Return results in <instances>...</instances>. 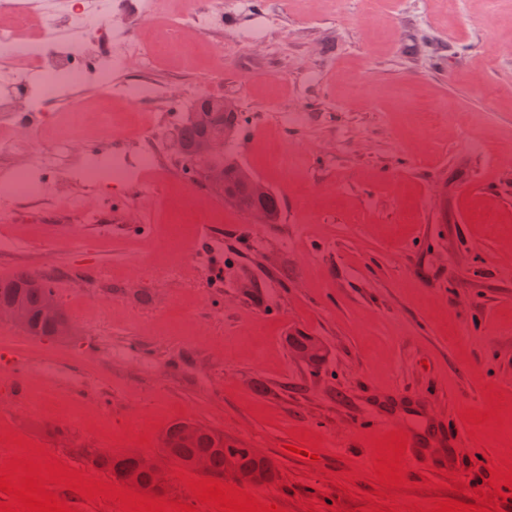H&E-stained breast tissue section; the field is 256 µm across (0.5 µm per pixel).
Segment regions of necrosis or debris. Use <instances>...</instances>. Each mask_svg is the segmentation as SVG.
<instances>
[{
  "mask_svg": "<svg viewBox=\"0 0 512 512\" xmlns=\"http://www.w3.org/2000/svg\"><path fill=\"white\" fill-rule=\"evenodd\" d=\"M246 0H188L177 18L180 30L203 32L214 26L228 10L246 8ZM159 14V0H0V131L13 135L17 144L27 141L33 125L44 123L45 113L33 101L31 75L44 81L46 94L70 97L73 91L93 79L110 80L100 99L98 130L112 144L111 164L89 157L77 144L76 135L84 127L87 114L81 106L69 112V126L52 139L38 155L41 168L54 174L51 187L29 177L26 170L13 167L8 145L0 142V166L7 174L0 179V196L33 199L45 193L68 200L73 186L98 190L104 182L142 186V173L164 174L162 144L155 124L142 126L140 152L127 163L120 148V130L129 115L111 112L113 99H160L177 97L178 91L146 81L131 86L117 75L131 66L143 72L155 69L160 57L175 49L172 36L149 42L139 27L153 23Z\"/></svg>",
  "mask_w": 512,
  "mask_h": 512,
  "instance_id": "obj_1",
  "label": "necrosis or debris"
}]
</instances>
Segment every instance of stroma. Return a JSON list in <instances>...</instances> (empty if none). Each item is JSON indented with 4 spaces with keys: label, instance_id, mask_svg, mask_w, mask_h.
Returning <instances> with one entry per match:
<instances>
[{
    "label": "stroma",
    "instance_id": "stroma-1",
    "mask_svg": "<svg viewBox=\"0 0 512 512\" xmlns=\"http://www.w3.org/2000/svg\"><path fill=\"white\" fill-rule=\"evenodd\" d=\"M388 2L249 0L152 73L182 97L115 104L169 139L195 96L233 98L246 121L232 153L279 195V223L215 202L168 153L175 188L149 172L153 192L85 196L106 226L50 197L0 225L22 240L0 251V280L54 275L80 330L46 340L0 323V435L101 480L82 449L157 456L163 431L193 420L271 461L273 481L249 495L351 512L379 483L370 407L392 399L432 415L437 446L404 462L417 488L400 507L449 496V473L462 502L488 489L512 451V0ZM256 25L268 47L243 41ZM292 110L306 122H277ZM179 218L174 258L161 241ZM260 253L278 261L262 301L225 288L257 276ZM296 332L326 343L321 371L291 355ZM35 394L71 415L42 416ZM493 394L501 423L465 420ZM305 440L321 467L286 452Z\"/></svg>",
    "mask_w": 512,
    "mask_h": 512
}]
</instances>
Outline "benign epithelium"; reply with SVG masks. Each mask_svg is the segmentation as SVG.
<instances>
[{
    "mask_svg": "<svg viewBox=\"0 0 512 512\" xmlns=\"http://www.w3.org/2000/svg\"><path fill=\"white\" fill-rule=\"evenodd\" d=\"M236 111H238V106L232 99L226 98L216 102L207 95H200L193 101L190 110L186 113V119L194 121L200 112L232 113ZM234 137L235 128L227 125L223 131L210 134L193 148L186 147L176 137L173 138L170 145V151L174 156L185 164L193 165L191 174L200 176L213 196L224 200L225 204L232 207L239 205L241 194L245 193L257 201L266 195L268 189V186L252 173L238 186H233L228 182L227 160L229 159V146ZM44 297L45 301L40 309V315L53 325L52 338L60 339L76 335V326L56 294L46 291ZM0 320L11 324L24 335L31 337L35 335L31 314L17 298L8 302L4 300L0 302ZM134 457L139 467L156 472L158 477L156 489L163 490L167 487L168 476L155 457L139 452L134 453Z\"/></svg>",
    "mask_w": 512,
    "mask_h": 512,
    "instance_id": "benign-epithelium-1",
    "label": "benign epithelium"
}]
</instances>
